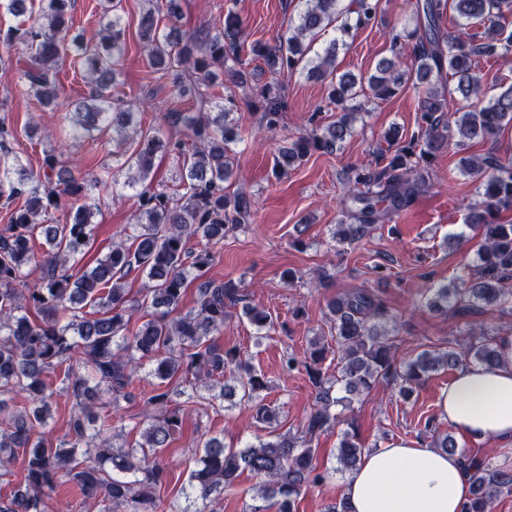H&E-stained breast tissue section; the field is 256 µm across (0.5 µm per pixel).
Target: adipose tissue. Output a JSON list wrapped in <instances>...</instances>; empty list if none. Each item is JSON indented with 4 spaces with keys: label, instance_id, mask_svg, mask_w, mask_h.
Listing matches in <instances>:
<instances>
[{
    "label": "adipose tissue",
    "instance_id": "ef3b65f1",
    "mask_svg": "<svg viewBox=\"0 0 512 512\" xmlns=\"http://www.w3.org/2000/svg\"><path fill=\"white\" fill-rule=\"evenodd\" d=\"M502 347V365L462 368L441 391L440 414L462 433L512 437V336ZM470 490L459 455L389 444L364 455L343 496L351 512H460Z\"/></svg>",
    "mask_w": 512,
    "mask_h": 512
}]
</instances>
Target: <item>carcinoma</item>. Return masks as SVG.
I'll list each match as a JSON object with an SVG mask.
<instances>
[{"label":"carcinoma","mask_w":512,"mask_h":512,"mask_svg":"<svg viewBox=\"0 0 512 512\" xmlns=\"http://www.w3.org/2000/svg\"><path fill=\"white\" fill-rule=\"evenodd\" d=\"M42 2L39 16L1 40L0 50L8 55L28 53L30 68L19 92L58 113V122L73 139L92 138L108 128L121 143L138 138L137 150L112 166L128 172L124 186L141 187L138 234L131 245L114 243L94 266L76 277L70 275L71 265L90 241L97 215L91 193L98 181L76 176L55 154L45 159V177L27 171L11 157L10 133L0 126V198L8 203L25 198L0 231V470L7 475L16 462L22 465L20 481L9 496L0 498V512H53V493L63 477L75 482L86 498L101 496L130 512H169L158 492L165 473L160 454L182 414L181 406L172 404L169 382L189 378L191 387L206 388L226 371H235L239 385L224 386V395L251 404L253 418L260 423L271 425L279 418L278 408L265 402L264 374L239 350L217 343L230 307L242 305L243 315L259 331L274 327L272 315L244 303L233 286L201 279L213 255L207 249L188 248L197 235L224 239L246 223L254 209L252 197L243 192L230 195L224 188L234 170L228 144L238 135L226 118L238 105L232 96L209 93L226 80L243 92L249 87L253 73L238 68L244 48L242 22L229 10L214 34L200 38L176 26L177 0H140L139 37L151 66L170 76L181 94L209 107L205 113L169 110L161 115V125L182 126L195 139L186 151L179 143L163 141L158 128L143 130L134 121L135 113L112 102L116 66L124 52L122 0H103L108 8L95 42L70 36L68 12L73 0ZM291 2L294 14L279 43L256 42L250 52L262 63L261 70L274 78L302 70L326 83L327 107L336 112V119L319 124L322 108H317L311 118L314 129L280 148L278 172H288L313 151L331 154L340 148L354 133L362 99L386 100L411 85L420 101L418 130L407 144L382 155L373 167L349 169L352 193L342 200L343 220L332 235L337 243L358 242L408 208L448 139L457 134L468 141L489 140L512 122V86L489 96L478 71V59L497 56L503 42L512 43V33L504 35L512 0H417L413 30L393 36L392 57L381 60L364 83L351 73L337 74V51L347 45L353 31L377 18L381 0H350L347 5L342 0ZM449 8L462 28L458 34L442 27ZM480 26L481 37L465 32L467 27ZM331 27L339 36L322 52L309 56L311 45L303 39H315ZM69 44L76 48L88 87L85 97L76 102L62 99L58 78ZM407 54L412 64L402 70ZM448 76L456 79L454 92L464 102L453 127L448 122ZM261 94L266 101L262 121L275 130L281 123V86L268 83ZM161 148L178 151L185 193L177 200L147 184L153 155ZM464 164L479 182L481 197L479 208L467 217L480 237L476 269L459 286L436 289L429 306L459 313L474 307L512 308V288L505 286L512 275V222L497 219L502 212H512V159L474 155ZM66 206L74 213L65 223L39 221V214ZM33 265L41 271L38 282L21 286L22 269ZM135 269L146 274L150 286L140 303L130 305L122 280ZM191 274L199 280L197 309L172 318ZM144 307L154 309L151 318L130 330L129 311ZM327 316L334 330L331 339L318 336L311 341L303 362L294 354L283 358L288 371L304 366L316 389L315 407L301 426L307 436L334 428L339 422L336 407H350L353 398L370 393L382 378L395 382L407 396L441 370L465 362L488 369L500 364L501 341L486 336L458 351L423 350L397 363V326L385 302L368 289L340 294L329 303ZM330 354L337 360L334 379L322 374ZM147 361L153 363L151 374L157 382L143 394V401L155 415L148 418L139 441L116 449L108 435L111 412L132 397ZM60 372L66 385L57 391L53 377ZM20 393L26 406L10 407L5 396ZM57 395L71 402L69 439L59 443L40 431ZM365 451L356 433H343L337 470L352 472ZM315 454L305 440L274 428L268 439L242 448H228L209 438L190 472L185 497L209 502L214 493L248 471L262 479L261 495L276 500L278 512H292L294 501L324 479ZM462 464L470 477L471 496L461 512H489L493 497L512 492V470L465 456Z\"/></svg>","instance_id":"obj_1"}]
</instances>
